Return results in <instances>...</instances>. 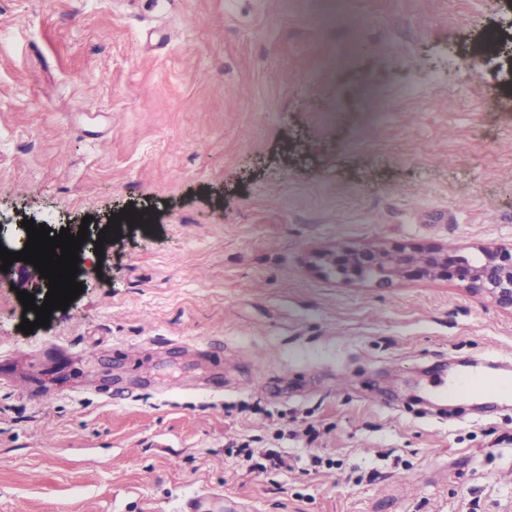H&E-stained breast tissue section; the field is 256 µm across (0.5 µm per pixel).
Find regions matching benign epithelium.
<instances>
[{
	"instance_id": "1",
	"label": "benign epithelium",
	"mask_w": 512,
	"mask_h": 512,
	"mask_svg": "<svg viewBox=\"0 0 512 512\" xmlns=\"http://www.w3.org/2000/svg\"><path fill=\"white\" fill-rule=\"evenodd\" d=\"M481 263L442 247H340L322 256L328 274L345 281H372L389 286L395 280L444 279L466 283L476 295L512 308V247L481 250Z\"/></svg>"
}]
</instances>
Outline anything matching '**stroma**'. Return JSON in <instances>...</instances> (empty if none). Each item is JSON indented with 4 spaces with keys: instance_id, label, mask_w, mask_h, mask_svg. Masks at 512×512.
<instances>
[{
    "instance_id": "obj_1",
    "label": "stroma",
    "mask_w": 512,
    "mask_h": 512,
    "mask_svg": "<svg viewBox=\"0 0 512 512\" xmlns=\"http://www.w3.org/2000/svg\"><path fill=\"white\" fill-rule=\"evenodd\" d=\"M506 0H0V219L133 205L32 334L0 280V512H512V309L326 277L512 245ZM278 452L283 465L268 464ZM437 387L439 394L445 398L457 395H492L506 387L510 388V381L505 383L500 379H487V377L480 375H469L458 377L451 382L441 383Z\"/></svg>"
}]
</instances>
